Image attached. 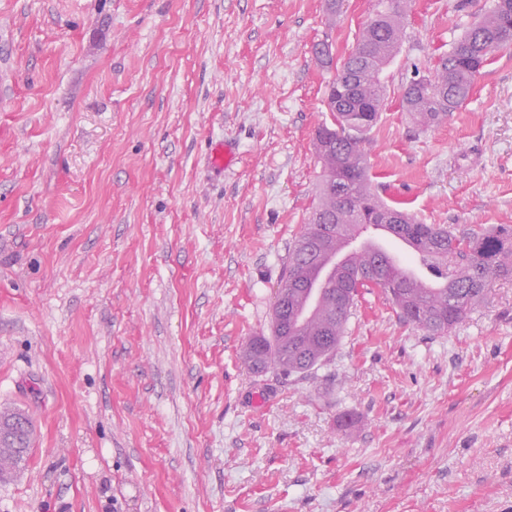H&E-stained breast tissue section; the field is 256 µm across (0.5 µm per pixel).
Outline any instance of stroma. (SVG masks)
I'll return each instance as SVG.
<instances>
[{"label":"stroma","instance_id":"35a3bbf8","mask_svg":"<svg viewBox=\"0 0 512 512\" xmlns=\"http://www.w3.org/2000/svg\"><path fill=\"white\" fill-rule=\"evenodd\" d=\"M374 0H0V512H512V281L447 335L365 288L332 360L253 373ZM491 0H408L365 145L388 203L512 225V48L422 131L403 86ZM238 156L213 168V143ZM19 417L24 418L26 429L14 424ZM0 425L6 429L0 438V477L4 478L27 461L33 447V428L29 418L19 410L1 411Z\"/></svg>","mask_w":512,"mask_h":512}]
</instances>
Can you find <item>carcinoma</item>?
I'll return each instance as SVG.
<instances>
[{"label": "carcinoma", "instance_id": "cac0c4a2", "mask_svg": "<svg viewBox=\"0 0 512 512\" xmlns=\"http://www.w3.org/2000/svg\"><path fill=\"white\" fill-rule=\"evenodd\" d=\"M406 0H376L368 38L360 37L343 63L355 67L354 99L332 113V124L316 130L313 146L321 163L318 201L289 249L281 287L290 289L291 310L283 317L272 309L269 334L251 337L243 360L255 373L275 368L284 374H307L329 362L363 288L379 289L406 324L433 336L448 334L467 314L488 300L493 284L512 281V227L458 235L436 224H420L399 207L373 192L365 151L367 134L363 105L371 120L384 106L382 74L398 53L407 20ZM512 47V0H492L484 15L452 46L419 88L405 89L402 110L414 123L431 128L469 97L474 80L496 51ZM349 175L337 190L336 171ZM397 212L400 224H381L383 214ZM382 226L403 237L418 270L388 263L368 240L371 228ZM324 241L320 251L309 246ZM0 477L27 461L33 428L19 410L0 412Z\"/></svg>", "mask_w": 512, "mask_h": 512}]
</instances>
